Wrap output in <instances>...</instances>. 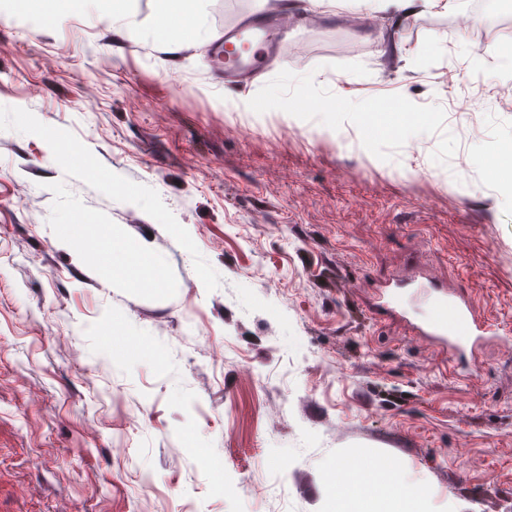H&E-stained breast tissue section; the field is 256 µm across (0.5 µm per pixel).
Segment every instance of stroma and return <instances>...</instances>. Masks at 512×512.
I'll use <instances>...</instances> for the list:
<instances>
[{"instance_id": "1", "label": "stroma", "mask_w": 512, "mask_h": 512, "mask_svg": "<svg viewBox=\"0 0 512 512\" xmlns=\"http://www.w3.org/2000/svg\"><path fill=\"white\" fill-rule=\"evenodd\" d=\"M133 3L117 24L0 12V512H229L228 491L331 512L326 461L352 451L398 461L434 512H512V212L485 190L488 166L512 175V111L448 109L459 50L496 48L490 82L512 36L347 0L243 91L180 6ZM368 9L387 29L345 28ZM420 273L494 324L473 376L375 309Z\"/></svg>"}]
</instances>
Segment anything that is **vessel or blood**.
Listing matches in <instances>:
<instances>
[{
	"mask_svg": "<svg viewBox=\"0 0 512 512\" xmlns=\"http://www.w3.org/2000/svg\"><path fill=\"white\" fill-rule=\"evenodd\" d=\"M287 30L288 16L280 7L245 16L213 43L210 66L227 80L248 81L279 56ZM378 300L417 335L451 351L461 362L492 331L491 323L463 295L426 274L385 284Z\"/></svg>",
	"mask_w": 512,
	"mask_h": 512,
	"instance_id": "b4317fda",
	"label": "vessel or blood"
}]
</instances>
